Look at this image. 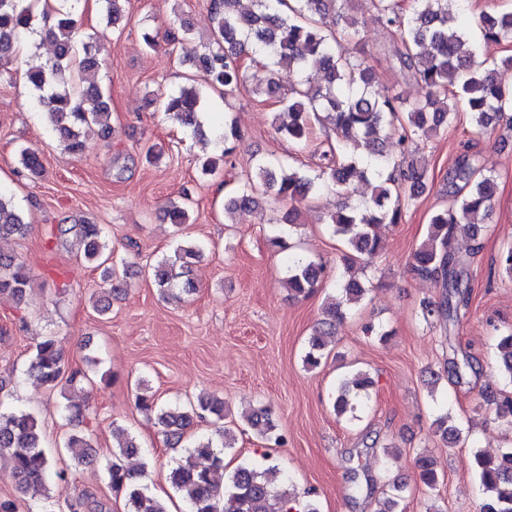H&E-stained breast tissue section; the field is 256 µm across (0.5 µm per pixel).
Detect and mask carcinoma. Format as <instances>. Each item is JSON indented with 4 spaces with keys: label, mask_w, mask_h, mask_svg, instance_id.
<instances>
[{
    "label": "carcinoma",
    "mask_w": 512,
    "mask_h": 512,
    "mask_svg": "<svg viewBox=\"0 0 512 512\" xmlns=\"http://www.w3.org/2000/svg\"><path fill=\"white\" fill-rule=\"evenodd\" d=\"M51 25H36V12L28 0H0V80H13L10 65L20 43L38 34L56 47L54 60L24 73L27 85L37 93L47 119L64 149L80 158L85 154L87 137L94 128L101 135L109 134L105 119L109 115L107 96L95 80L98 60L92 54L91 40L83 44L84 56L76 58V21L71 0H59ZM105 26H115L124 17L125 0H102ZM353 0H255L249 13L239 10L240 0H207L214 27L200 55L190 60V67L203 72L208 91L229 96L252 81V92L266 94L281 106L277 131L289 139L305 144L313 127L325 120L332 122L335 139L328 140L318 154L316 169L305 172L285 169L279 162L259 159L254 172L238 186L234 196L225 201V208L254 211L261 207L268 192L289 205L285 215L288 224L296 223L298 205L323 187L339 194L349 193L355 175L376 182L370 200L361 205H344L327 220L328 232L337 237L347 252L344 261L352 269L360 255L384 248L377 234L381 224H398L404 210L426 189L424 166L412 159L418 141L457 122L459 104H464L470 123L477 130L498 122L512 124V90L497 83L495 70L476 61V52L468 49V21L461 4L466 0H411L406 7L402 0H365L380 21L391 31L397 44L395 56L402 68L425 90L422 99L410 102L401 95L388 96L373 90V69L351 59L348 45L360 39L357 15L351 13ZM480 29L487 44L512 42V11L485 12ZM262 55L266 63L260 73L247 75L246 48ZM317 62L323 83L314 84L305 74L309 61ZM295 74L296 83L280 93L275 77L279 70ZM204 108V93L195 84L193 75L178 91L164 96L161 110L196 135L200 129L198 113ZM219 145V159L207 158L201 171L213 174L217 161L233 165L239 132L235 120L212 127ZM19 163L31 177L41 174L39 156L24 149ZM495 179L484 173L471 142L464 143L448 171L446 196L448 205L430 217L426 238L415 249L410 262L412 274L432 279L440 289V298L422 305L425 322L447 324L458 318L469 304L468 273L465 263L448 249V242L460 224L472 229V238L480 234L478 217H488L493 208ZM188 195L170 200L165 215L170 223H188ZM30 225L13 201L0 193V238L24 236ZM63 238L72 235L84 258L102 269L103 279L120 277V265L107 253L106 229L100 224L58 226ZM202 249L193 244L178 245L174 255L156 261L148 273L164 297H178L175 290L193 291L189 273ZM324 277V266L304 258L288 261V288L297 296L314 293ZM31 276L27 265L14 255L0 252V296L13 298L22 305L30 289ZM340 299H331L325 308L326 318L318 323L308 340L303 363L316 369L324 359V349L335 336L336 324L343 321L347 306L358 303L365 292L362 283L350 275L337 281ZM501 373L512 386V331L501 336ZM476 371L474 359L463 356L462 362L451 361L448 372L456 379L467 371ZM30 371L43 384L56 387L65 381L72 385L80 372L68 371L63 349L51 336L36 345ZM371 381L357 371L348 374L336 385L332 406L338 417H355L361 403L360 394ZM483 400L498 419L512 423V395L487 391ZM136 405L154 417L170 439H181L194 419L213 416L224 420V402L201 396L183 412L174 413L158 405L155 397L137 393ZM452 420L442 410L432 423L431 432L443 444L454 445L461 439V429L448 424ZM250 426L268 442L282 443L273 434L268 414L259 410L248 417ZM217 438L198 440L184 460L169 473L173 487L188 503L190 512H320L308 501L297 508V499L280 481L279 471L269 457L245 461L231 473L224 471L223 450L234 447L235 435L228 428L216 430ZM67 448H82L78 462L94 460L91 438L72 434ZM135 439L121 440L106 465L112 491L124 495L127 512H168L165 502L147 491L142 474L125 466L123 459L139 452ZM0 453L8 454L22 494L41 497L42 512H55L52 496L46 492L49 478L63 479V472L54 467L44 450V438L38 418L25 410L0 411ZM205 458L208 465L197 459ZM474 464L485 495L483 512H512V448L494 456L474 453ZM420 482L428 493L437 490L440 476L435 469L432 451L416 454L414 461ZM389 492L379 502L377 512H402L406 485L388 482Z\"/></svg>",
    "instance_id": "obj_1"
}]
</instances>
